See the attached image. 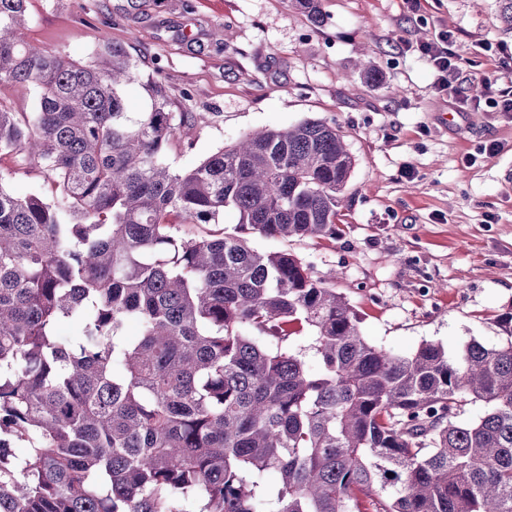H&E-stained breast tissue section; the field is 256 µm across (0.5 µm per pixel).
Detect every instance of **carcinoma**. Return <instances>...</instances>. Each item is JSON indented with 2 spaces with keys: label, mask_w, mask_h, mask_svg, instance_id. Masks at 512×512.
<instances>
[{
  "label": "carcinoma",
  "mask_w": 512,
  "mask_h": 512,
  "mask_svg": "<svg viewBox=\"0 0 512 512\" xmlns=\"http://www.w3.org/2000/svg\"><path fill=\"white\" fill-rule=\"evenodd\" d=\"M26 2L0 0V88L38 102L0 98V157L58 195L0 182V512H512V339L376 347L336 271L248 245L336 240L355 164L339 127L250 133L176 172L164 152L201 118L158 79L127 111L126 48L37 50ZM227 208L236 231L176 234ZM469 403L484 413L460 424ZM2 98L13 112H32L35 109L33 90L24 88H3ZM4 185L13 193L25 196L30 193L41 194L46 200H53L56 188L51 182L43 179L33 165L14 166L11 160H5L0 167Z\"/></svg>",
  "instance_id": "1"
}]
</instances>
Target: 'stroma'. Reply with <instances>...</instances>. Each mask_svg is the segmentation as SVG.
<instances>
[{"label":"stroma","mask_w":512,"mask_h":512,"mask_svg":"<svg viewBox=\"0 0 512 512\" xmlns=\"http://www.w3.org/2000/svg\"><path fill=\"white\" fill-rule=\"evenodd\" d=\"M313 24L296 0H28L25 41L92 60L103 40L138 61L124 90L143 111L142 84L161 76L175 112L201 122L170 143L166 161L197 166L246 133L307 119L341 128L355 159L341 194L336 240L321 245L250 235L262 252L289 251L335 288L373 345L402 354L426 341L457 351L502 344L512 315V112L479 102L477 75L512 55L496 0H320ZM450 32L467 60L456 91L415 51ZM497 46L489 55L483 45ZM378 71L366 80L359 62ZM468 98L454 111V96ZM496 144L494 154L481 153ZM13 193L54 199L38 169L0 163Z\"/></svg>","instance_id":"1"}]
</instances>
